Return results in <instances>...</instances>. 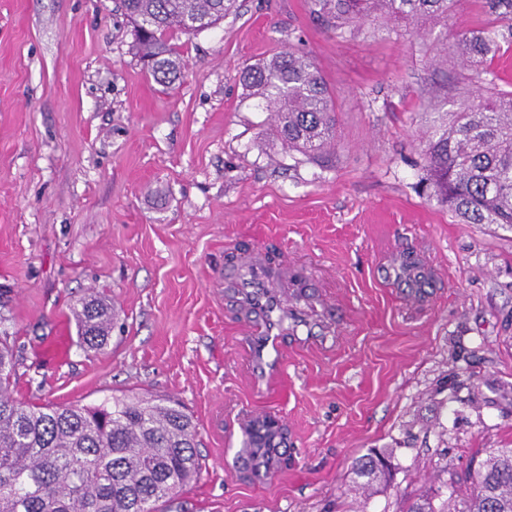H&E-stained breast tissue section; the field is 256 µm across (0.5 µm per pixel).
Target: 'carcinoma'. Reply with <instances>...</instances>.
Instances as JSON below:
<instances>
[{"mask_svg":"<svg viewBox=\"0 0 512 512\" xmlns=\"http://www.w3.org/2000/svg\"><path fill=\"white\" fill-rule=\"evenodd\" d=\"M236 0H121L138 52L153 79L166 87L182 66L167 34L217 26ZM460 0H311L322 24L340 34L372 14L406 24L438 23ZM504 34L492 26L468 30L457 42L459 63L476 91L452 101L424 145L436 195L464 224L512 228V91L497 88L481 66ZM248 94L270 114V134L317 160L336 145L333 94L313 60L288 49L241 71ZM81 342L101 349L112 328V304L89 295L73 308ZM10 336L0 333V512H158L194 482L197 426L176 401L158 396L115 397L97 407H30L11 393ZM255 429L245 463L274 475L284 462V432ZM391 456L376 453L354 469L362 489L390 475ZM466 512H512V448L486 460Z\"/></svg>","mask_w":512,"mask_h":512,"instance_id":"cac0c4a2","label":"carcinoma"}]
</instances>
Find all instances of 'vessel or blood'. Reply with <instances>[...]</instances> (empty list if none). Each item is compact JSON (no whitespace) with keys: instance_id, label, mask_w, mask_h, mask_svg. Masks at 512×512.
Listing matches in <instances>:
<instances>
[{"instance_id":"vessel-or-blood-1","label":"vessel or blood","mask_w":512,"mask_h":512,"mask_svg":"<svg viewBox=\"0 0 512 512\" xmlns=\"http://www.w3.org/2000/svg\"><path fill=\"white\" fill-rule=\"evenodd\" d=\"M397 274L411 284L412 297H421L425 276L422 266L399 257L393 263ZM289 264L271 267L262 253L253 252L238 258L229 282L235 303L245 312L246 332L250 338V360L257 380L280 381L284 375L280 358L282 336L296 333L298 327L312 319L317 306L292 285Z\"/></svg>"}]
</instances>
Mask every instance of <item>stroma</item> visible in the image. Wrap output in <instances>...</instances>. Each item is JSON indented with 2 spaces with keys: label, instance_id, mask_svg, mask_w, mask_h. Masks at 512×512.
<instances>
[{
  "label": "stroma",
  "instance_id": "1",
  "mask_svg": "<svg viewBox=\"0 0 512 512\" xmlns=\"http://www.w3.org/2000/svg\"><path fill=\"white\" fill-rule=\"evenodd\" d=\"M487 16L461 0L447 22L354 34L310 0H237L216 27L170 35L172 87L140 61L119 0H0V331L12 394L94 407L178 400L198 425L201 478L185 512H463L490 452L512 448V230L463 224L424 171L427 132L471 91L454 44ZM294 48L333 92L324 163L264 137L269 115L242 69ZM296 264L327 300L331 333L281 339V384L257 388L244 317L220 285L234 256ZM428 267L411 302L391 265ZM111 302L107 346H83L74 305ZM65 323L70 357L44 346ZM276 417L288 465L256 478L244 419ZM396 469L358 490L370 452Z\"/></svg>",
  "mask_w": 512,
  "mask_h": 512
}]
</instances>
